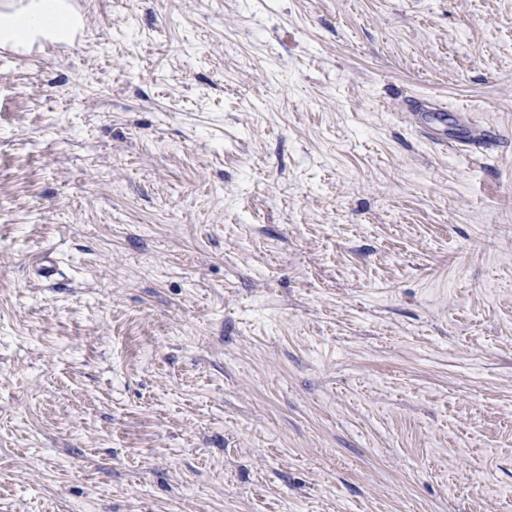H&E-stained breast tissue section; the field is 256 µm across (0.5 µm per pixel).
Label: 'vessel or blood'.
Listing matches in <instances>:
<instances>
[{
    "label": "vessel or blood",
    "instance_id": "obj_1",
    "mask_svg": "<svg viewBox=\"0 0 512 512\" xmlns=\"http://www.w3.org/2000/svg\"><path fill=\"white\" fill-rule=\"evenodd\" d=\"M91 0H0V59L37 63L59 48L81 42L87 32Z\"/></svg>",
    "mask_w": 512,
    "mask_h": 512
}]
</instances>
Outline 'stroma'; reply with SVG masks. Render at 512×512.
<instances>
[{"label":"stroma","instance_id":"1","mask_svg":"<svg viewBox=\"0 0 512 512\" xmlns=\"http://www.w3.org/2000/svg\"><path fill=\"white\" fill-rule=\"evenodd\" d=\"M0 512H512V0H93L0 63Z\"/></svg>","mask_w":512,"mask_h":512}]
</instances>
